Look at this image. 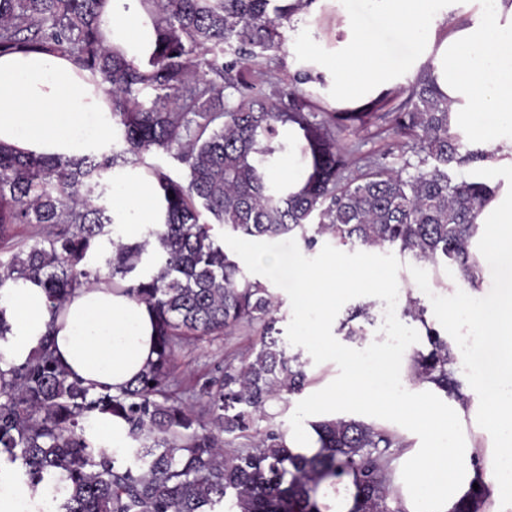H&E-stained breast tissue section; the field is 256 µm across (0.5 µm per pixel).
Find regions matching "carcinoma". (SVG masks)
Masks as SVG:
<instances>
[{
  "instance_id": "carcinoma-1",
  "label": "carcinoma",
  "mask_w": 512,
  "mask_h": 512,
  "mask_svg": "<svg viewBox=\"0 0 512 512\" xmlns=\"http://www.w3.org/2000/svg\"><path fill=\"white\" fill-rule=\"evenodd\" d=\"M314 0H139L154 41L146 59L105 43L107 0H0V55L53 54L103 92L119 148L109 155L46 158L0 144V290L43 288L51 319L75 289L101 282L148 303L155 317V360L120 392L89 390L61 364L46 333L22 363L0 369V462L17 464L26 483L58 489L55 512H320L328 478L354 476L351 512H397L388 504L390 463L408 447L390 426L354 418L312 423L321 450L308 457L287 445L278 425L260 431L270 403L289 408L309 383L302 355L281 346L279 302L247 276L214 235H293L307 251L323 240L338 249L394 248L418 263L452 267L477 287L473 240L494 189L452 172L479 158L461 154L449 104L421 76L395 96L392 129L409 139L416 163L370 161L347 174L336 130L364 127L374 112H325L321 99L268 68L283 50L285 22ZM298 131L309 172L294 189L270 171ZM171 154L185 167L175 179L144 164L164 222L138 240L114 228L109 179L116 167ZM415 168V173L407 172ZM36 228L15 242V228ZM409 299L403 315L420 323L425 344L409 373L443 393L460 391L448 365V339ZM341 322L348 337L361 335ZM247 325L258 343L238 362L176 395V350ZM93 411L128 424L132 461L94 448L83 419ZM233 440L224 441V435Z\"/></svg>"
}]
</instances>
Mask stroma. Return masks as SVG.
Listing matches in <instances>:
<instances>
[{"instance_id": "obj_1", "label": "stroma", "mask_w": 512, "mask_h": 512, "mask_svg": "<svg viewBox=\"0 0 512 512\" xmlns=\"http://www.w3.org/2000/svg\"><path fill=\"white\" fill-rule=\"evenodd\" d=\"M345 9L356 16L360 23L371 26L384 44L391 60H399L411 51L408 43L399 38L389 26L383 25L366 8L365 0H346ZM340 147L355 152L359 157H382L387 163L401 165L404 140L395 135L389 121L381 119L370 128L350 127L337 135ZM228 251L234 253L245 272L254 279L265 281L280 300L278 314L282 319L281 336L287 354H301L307 361V369L315 384L340 377L343 361L339 358L317 356L308 347L294 339V282L291 275L293 261L299 260L309 265L322 262L325 257L341 255L353 265L372 264L383 268L389 280L404 288L419 289L420 302L427 309V316L438 328H445L446 321L434 306L441 295L442 284L451 282L456 273L450 268L433 269L431 266L415 262L401 255L398 250L337 251L329 242H320L314 251H306L299 239L284 237L276 240L241 239L230 237L226 240ZM368 306L369 319L364 322V335L346 339L338 336V343L344 344L352 353H359L368 346H377L385 351L406 352L420 347L421 328L419 324L403 318L398 297L391 291H379L373 298L360 295L350 297L336 309L335 321L344 320L350 309ZM255 335L251 328L242 327L229 335L210 336L195 344L177 349L174 374L184 383H192L201 375L223 367L229 357H239L251 347Z\"/></svg>"}]
</instances>
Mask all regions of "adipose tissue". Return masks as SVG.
Here are the masks:
<instances>
[{
  "mask_svg": "<svg viewBox=\"0 0 512 512\" xmlns=\"http://www.w3.org/2000/svg\"><path fill=\"white\" fill-rule=\"evenodd\" d=\"M378 19L393 22L413 47H435L427 73L447 96L450 126L467 149L482 152L481 172L497 189L478 218L473 250L482 283L494 284L486 300L475 288L454 287L440 309L448 327L467 320L481 342L470 357L474 394H449L438 401L434 384L402 380L391 385L406 357L381 351L346 356L335 383L318 386L309 408L321 412H387L405 421L421 443L390 465L389 495L400 512H512V0H367ZM101 28L108 44L142 55L153 31L138 0H107ZM341 40L330 60L298 47L301 66L329 84L326 103L356 110L394 90L397 67L417 68L415 56L388 59L383 44L342 13ZM112 140V122L101 94L84 81L72 61L47 54L0 56V144L42 156L81 157ZM112 210L133 238L143 224L161 221L147 180L121 178L112 186ZM295 337L318 353H335L331 336L339 304L357 294L388 287L386 274L333 258L316 266L296 263ZM10 331L0 340V369L23 362L44 333L57 355L90 395L118 392L155 358L154 314L148 304L106 284L81 287L50 318L42 288L29 284L0 292ZM119 417L92 412L86 435L112 451L126 442ZM481 497H474L475 489Z\"/></svg>",
  "mask_w": 512,
  "mask_h": 512,
  "instance_id": "ef3b65f1",
  "label": "adipose tissue"
}]
</instances>
